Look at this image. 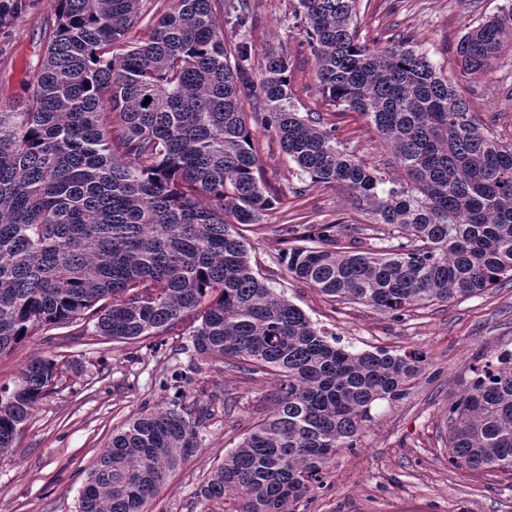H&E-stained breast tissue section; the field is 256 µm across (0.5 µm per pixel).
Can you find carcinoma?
Wrapping results in <instances>:
<instances>
[{"label": "carcinoma", "mask_w": 512, "mask_h": 512, "mask_svg": "<svg viewBox=\"0 0 512 512\" xmlns=\"http://www.w3.org/2000/svg\"><path fill=\"white\" fill-rule=\"evenodd\" d=\"M142 2L57 0L26 111L0 107V353L83 319L130 343L195 314V371L275 376L273 412L197 496L290 512L357 448L372 406L405 397L424 357L339 345L254 271L240 230L279 197L261 180L244 99L260 94L299 175L346 188L373 216L283 228L288 274L397 320L512 281V141L409 39H363L358 0H297L323 93L374 126L404 173L391 183L295 112L288 57L266 53L250 79L251 0H162L156 17ZM27 7L0 0V27ZM137 22L146 36H130ZM226 25L239 39L224 40ZM508 48L512 3L468 27L461 77L489 73ZM55 377V360L37 358L0 387V461ZM209 420L175 401L113 431L80 512H146ZM448 464L512 471V351L474 367L448 405Z\"/></svg>", "instance_id": "cac0c4a2"}]
</instances>
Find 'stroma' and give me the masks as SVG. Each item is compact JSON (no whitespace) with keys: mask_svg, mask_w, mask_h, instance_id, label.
Returning a JSON list of instances; mask_svg holds the SVG:
<instances>
[{"mask_svg":"<svg viewBox=\"0 0 512 512\" xmlns=\"http://www.w3.org/2000/svg\"><path fill=\"white\" fill-rule=\"evenodd\" d=\"M28 10L0 29V104L25 111L28 86L57 19L55 0H29ZM295 0H253L257 23L249 35L253 78H260L267 51L288 55V92L300 116L335 127L342 148L387 177L400 178L375 128L356 113L332 105L320 92L316 66L304 43ZM505 0H359L363 37L411 38L432 62L456 77V47L467 27L495 14ZM473 112L495 133L512 138V50L485 76L459 84ZM265 187L278 208L249 226L251 264L318 326L354 349L418 351L422 373L407 395L374 406L354 451L337 455L322 489L302 498L294 512H512V475L448 464V405L458 399L470 367L512 350V283L466 300L413 310L403 321L366 306L341 305L291 278L280 261L281 229L290 224H368L349 192L333 184L301 180L298 170L264 127L263 103L244 101ZM193 316L176 330L133 343L94 335L81 321L30 337L0 354V386L13 385L32 359L57 363L53 392L39 404L9 457L0 463V512H79L83 478L112 438L113 430L146 411L168 406L175 393L184 405L207 403L211 419L201 446L172 473L147 512H224L223 502L198 500L199 484L273 409V380L245 379L216 362L191 373L195 362ZM191 374L179 389L166 387L174 374Z\"/></svg>","mask_w":512,"mask_h":512,"instance_id":"obj_1","label":"stroma"}]
</instances>
